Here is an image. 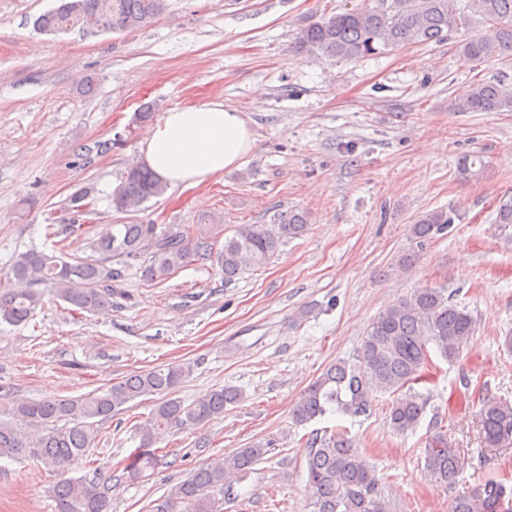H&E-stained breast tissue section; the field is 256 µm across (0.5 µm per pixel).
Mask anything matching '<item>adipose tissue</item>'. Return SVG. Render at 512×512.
<instances>
[{
  "label": "adipose tissue",
  "mask_w": 512,
  "mask_h": 512,
  "mask_svg": "<svg viewBox=\"0 0 512 512\" xmlns=\"http://www.w3.org/2000/svg\"><path fill=\"white\" fill-rule=\"evenodd\" d=\"M255 144L241 112L220 101L164 112L140 143L142 161L169 187H194L243 163Z\"/></svg>",
  "instance_id": "adipose-tissue-1"
}]
</instances>
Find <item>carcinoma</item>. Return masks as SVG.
<instances>
[{"label": "carcinoma", "instance_id": "cac0c4a2", "mask_svg": "<svg viewBox=\"0 0 512 512\" xmlns=\"http://www.w3.org/2000/svg\"><path fill=\"white\" fill-rule=\"evenodd\" d=\"M166 0H60L39 15L35 27L55 33L78 27L90 32L142 28L165 8ZM371 7L322 14L298 28L292 41L297 54H317L330 60L357 61L407 45L439 43L462 30L474 34L459 45L465 62L512 54V0H373ZM457 112H512V84L503 80L468 86L451 102ZM166 184L147 166L134 165L114 190L112 208L128 212L164 193ZM92 190L83 187L70 198L71 210L89 213ZM455 211L433 210L409 226L415 248L404 252L399 265L410 268L419 250L454 223ZM495 223L512 226V198L500 201ZM81 224H47L45 238L52 252L28 249L10 263L8 286L0 285V323L21 325L33 319L51 295L77 311L97 312L112 306L127 268L134 266L142 281L158 285L198 261H215L224 283L244 270L263 266L286 238L302 236L306 215L290 210L269 224H240L231 237L222 224H198L192 235L173 225L112 224L92 240V255L72 257L66 241ZM474 322L466 309L453 303L443 288L423 287L397 299L369 324L355 358L329 364L303 391L292 409V421L305 425L328 413L350 417L369 415L379 396H392L386 409L391 430L414 432L425 413L427 399L413 384L423 377L429 346L453 361L468 346ZM191 372L185 363H170L131 374L119 381L71 398L16 399L11 420H0V457L31 455L51 472H63L87 455L96 440L95 420L112 417L142 396H161L142 426L139 447L125 464L133 480L166 464L154 449L156 434L173 425L196 426L224 415L239 399L233 388L212 389L191 402L175 396ZM478 420L486 448L512 445V405L485 395L479 399ZM311 512H390L375 466L347 433L316 432L305 442ZM269 446L258 442L222 462L194 470L150 506L149 512H220L214 492L224 490L231 472H247L263 459ZM464 458L448 450L436 432L426 443L424 470L444 486L456 482ZM56 512H109L107 492L84 478H64L53 487ZM449 512H512V493L489 479L451 502Z\"/></svg>", "mask_w": 512, "mask_h": 512}]
</instances>
